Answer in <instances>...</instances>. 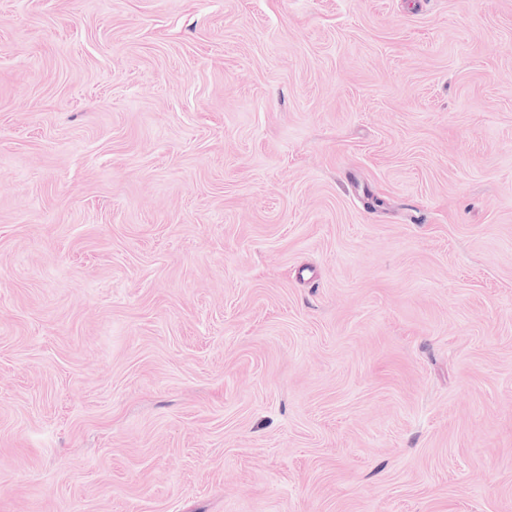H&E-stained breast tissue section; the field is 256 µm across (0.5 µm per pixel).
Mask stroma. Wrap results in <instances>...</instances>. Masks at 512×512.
Wrapping results in <instances>:
<instances>
[{"label":"stroma","mask_w":512,"mask_h":512,"mask_svg":"<svg viewBox=\"0 0 512 512\" xmlns=\"http://www.w3.org/2000/svg\"><path fill=\"white\" fill-rule=\"evenodd\" d=\"M0 512H512V0H0Z\"/></svg>","instance_id":"1"}]
</instances>
